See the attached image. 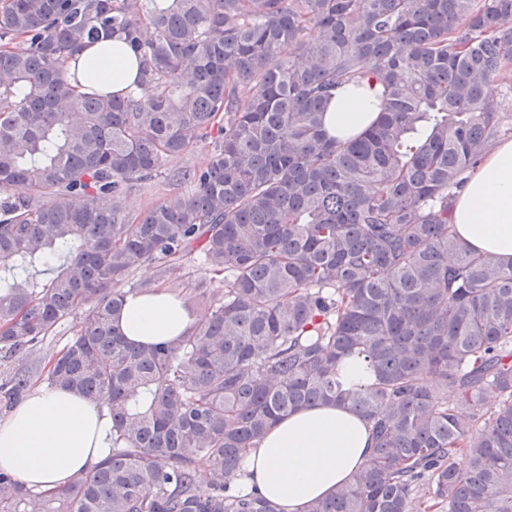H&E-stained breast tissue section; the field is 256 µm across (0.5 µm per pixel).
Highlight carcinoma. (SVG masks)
<instances>
[{
	"instance_id": "carcinoma-1",
	"label": "carcinoma",
	"mask_w": 512,
	"mask_h": 512,
	"mask_svg": "<svg viewBox=\"0 0 512 512\" xmlns=\"http://www.w3.org/2000/svg\"><path fill=\"white\" fill-rule=\"evenodd\" d=\"M103 38L137 54L135 92L71 82ZM365 77L384 108L338 141L326 105ZM510 78L512 0H0V360L80 311L42 373L112 413L108 456L42 512H277L234 492L243 455L336 401L373 454L304 512H512V265L449 224L501 133L487 87ZM214 131L188 192L127 209ZM198 247L212 277L187 284ZM145 262L196 318L175 344L134 347L115 324ZM354 353L374 378L344 391ZM29 386L0 375V411ZM32 497L0 471V512Z\"/></svg>"
}]
</instances>
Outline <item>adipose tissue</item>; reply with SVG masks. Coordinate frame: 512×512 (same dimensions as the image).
<instances>
[{
    "instance_id": "ef3b65f1",
    "label": "adipose tissue",
    "mask_w": 512,
    "mask_h": 512,
    "mask_svg": "<svg viewBox=\"0 0 512 512\" xmlns=\"http://www.w3.org/2000/svg\"><path fill=\"white\" fill-rule=\"evenodd\" d=\"M77 70L96 72L95 85L80 92H127L138 61L119 40L89 43ZM382 88L362 80L340 88L324 116L331 136L360 135L375 121ZM453 231L466 248L512 263V140L493 143L457 193ZM135 346L175 342L193 324L167 291L127 298L118 318ZM373 440L365 421L340 404L297 411L277 421L259 447L241 461L243 492L258 491L280 512H302L307 503L332 495L369 461ZM112 446V418L103 405L50 385L35 387L0 420V471L39 493L57 491L93 469Z\"/></svg>"
}]
</instances>
